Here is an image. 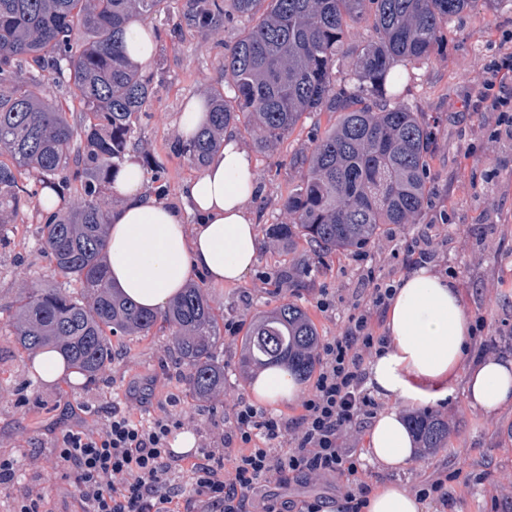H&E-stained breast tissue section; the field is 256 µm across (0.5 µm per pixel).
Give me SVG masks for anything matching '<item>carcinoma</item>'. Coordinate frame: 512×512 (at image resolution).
Returning <instances> with one entry per match:
<instances>
[{
  "label": "carcinoma",
  "mask_w": 512,
  "mask_h": 512,
  "mask_svg": "<svg viewBox=\"0 0 512 512\" xmlns=\"http://www.w3.org/2000/svg\"><path fill=\"white\" fill-rule=\"evenodd\" d=\"M0 0V211L37 210L41 248L55 271L80 285L28 288L13 317L25 350L53 348L94 382L112 360V337L147 336L161 321L189 367L187 387L205 401L224 387L218 318L190 286L164 312L147 311L112 291L105 255L110 211L101 188L112 182L153 96L152 75L126 55L129 25L167 22L206 35L243 23L224 52L233 97L212 96L209 118L183 150L200 168L220 135L244 124L258 150L274 149L301 117L340 118L289 164L298 188L283 202L289 223L272 232L322 255L362 250L390 224H414L428 205L432 134L422 114L392 106L399 67L431 55L448 20L477 0ZM72 91L62 102L47 85ZM80 109L84 122H71ZM81 203L69 212L40 198ZM319 333L288 302L257 314L242 340L256 367H284L301 379L317 365ZM420 447L448 444V422L423 410L410 418Z\"/></svg>",
  "instance_id": "cac0c4a2"
}]
</instances>
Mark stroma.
Here are the masks:
<instances>
[{
  "label": "stroma",
  "instance_id": "stroma-1",
  "mask_svg": "<svg viewBox=\"0 0 512 512\" xmlns=\"http://www.w3.org/2000/svg\"><path fill=\"white\" fill-rule=\"evenodd\" d=\"M509 32L512 0H478L471 12L449 21L434 53L409 64L410 79L399 103L424 113L433 136L427 209L418 223L391 225L363 253L323 257L310 277L296 283H289L288 270L311 262L312 251L304 243L282 249L271 227L287 223L283 202L299 182L298 172L288 165L290 155L310 147L328 116H303L276 149L265 153L254 150L244 126L236 127L239 139L254 151L263 248L243 282L204 288L225 324L235 328L234 337L220 341L224 389L210 401H199L188 391L187 369L177 361L165 332L113 337L112 361L97 381L50 386L35 381L29 354L15 340L12 316L22 289L59 286L63 280L39 249L34 210L0 214L9 239L0 248V456L22 460L17 487L0 486V512H11L18 488L26 486L49 488L50 512H73L71 489L55 467L53 445L64 431L98 429L104 412L115 406L137 418L170 415L195 432L199 447H220L233 403L249 396L241 340L256 314L294 301L307 311L320 337L338 335L368 293L363 271L374 268L379 280L398 283L407 272L404 247L415 237L430 240V264L455 282L470 321L487 320L477 335L476 356L511 354L512 137H491L494 114L470 106L490 60L512 52L505 38ZM237 35L234 27L210 36L168 26L157 33L148 67L154 95L134 137L139 159H153L165 168L166 202H178L181 185L198 174L178 150L181 112L189 99L207 97L221 86L224 48ZM325 296L332 306L323 312L317 302ZM432 409L448 423V445L422 453L399 481L415 491L447 471L458 476L447 512H512V411L485 417L469 408L460 391L452 402L433 403Z\"/></svg>",
  "mask_w": 512,
  "mask_h": 512
}]
</instances>
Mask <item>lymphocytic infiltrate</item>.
<instances>
[{
  "instance_id": "obj_1",
  "label": "lymphocytic infiltrate",
  "mask_w": 512,
  "mask_h": 512,
  "mask_svg": "<svg viewBox=\"0 0 512 512\" xmlns=\"http://www.w3.org/2000/svg\"><path fill=\"white\" fill-rule=\"evenodd\" d=\"M474 109L495 113L493 136H512V56L490 62ZM365 282L372 287L365 306L321 344L320 368L299 415L288 420L237 402L223 455L204 448L183 461L169 447L178 422L165 415L143 422L117 407L105 412L97 430L63 433L56 465L79 512H363L371 492L360 478L363 463L338 440L373 412L364 356L386 343L373 316L394 291L371 272ZM328 478L340 482L330 502L279 494L293 480Z\"/></svg>"
}]
</instances>
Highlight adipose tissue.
<instances>
[{
    "instance_id": "obj_1",
    "label": "adipose tissue",
    "mask_w": 512,
    "mask_h": 512,
    "mask_svg": "<svg viewBox=\"0 0 512 512\" xmlns=\"http://www.w3.org/2000/svg\"><path fill=\"white\" fill-rule=\"evenodd\" d=\"M112 193L121 203L109 219L107 276L115 291L147 310H162L198 277L215 287L240 282L258 261L259 184L253 158L234 132H225L206 167L181 187L179 203L147 195L133 155L115 173ZM190 213L196 223H187ZM384 332L388 343L366 368L368 388L384 403L368 430L371 464L400 471L418 457L407 412L437 396L452 397L451 379L461 378L473 410L494 415L512 407V356L471 358L473 336L454 281L427 266L404 275L384 313ZM29 363L42 383L83 381L57 352H37ZM247 389L261 405L302 393L300 382L282 368L262 370ZM428 510L400 482L375 489L366 506V512Z\"/></svg>"
}]
</instances>
